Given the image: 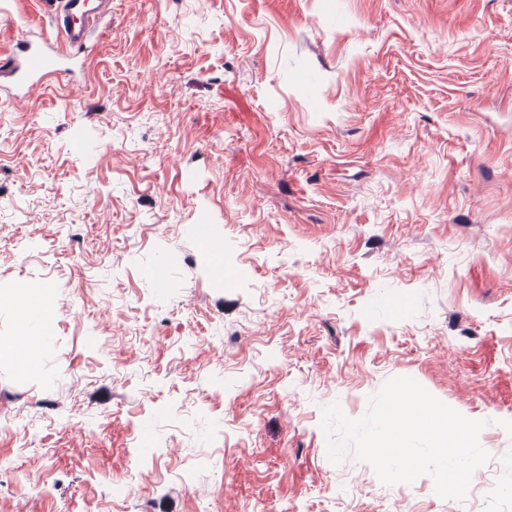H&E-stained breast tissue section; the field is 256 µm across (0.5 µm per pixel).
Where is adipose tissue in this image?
Returning <instances> with one entry per match:
<instances>
[{"label":"adipose tissue","mask_w":512,"mask_h":512,"mask_svg":"<svg viewBox=\"0 0 512 512\" xmlns=\"http://www.w3.org/2000/svg\"><path fill=\"white\" fill-rule=\"evenodd\" d=\"M20 306L18 338L0 342V353L11 355L26 365L36 363L37 353L49 325L48 306L42 293L25 289L11 296Z\"/></svg>","instance_id":"ef3b65f1"}]
</instances>
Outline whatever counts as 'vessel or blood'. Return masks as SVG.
<instances>
[{"label":"vessel or blood","mask_w":512,"mask_h":512,"mask_svg":"<svg viewBox=\"0 0 512 512\" xmlns=\"http://www.w3.org/2000/svg\"><path fill=\"white\" fill-rule=\"evenodd\" d=\"M55 43L23 39L0 59V80L21 90L42 79L66 73L71 51L89 48L98 26L112 9V0H50Z\"/></svg>","instance_id":"obj_1"}]
</instances>
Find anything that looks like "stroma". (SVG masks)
<instances>
[{
	"label": "stroma",
	"mask_w": 512,
	"mask_h": 512,
	"mask_svg": "<svg viewBox=\"0 0 512 512\" xmlns=\"http://www.w3.org/2000/svg\"><path fill=\"white\" fill-rule=\"evenodd\" d=\"M100 32L0 91V292L51 317L39 370L0 356V512H512V0H112ZM54 35L0 0V55ZM402 376L484 421L464 500L330 461L323 407Z\"/></svg>",
	"instance_id": "stroma-1"
}]
</instances>
